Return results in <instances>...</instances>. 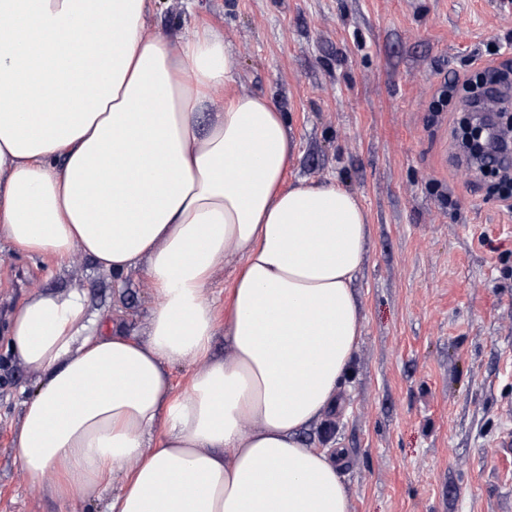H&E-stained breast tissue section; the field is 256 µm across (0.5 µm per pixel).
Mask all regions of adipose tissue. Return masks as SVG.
<instances>
[{
  "mask_svg": "<svg viewBox=\"0 0 512 512\" xmlns=\"http://www.w3.org/2000/svg\"><path fill=\"white\" fill-rule=\"evenodd\" d=\"M151 9L0 0V239L58 262L82 251L116 278L144 266L161 299L142 339L96 326L84 289L24 300L6 349L40 384L15 457L32 481L54 472L64 505L122 475L108 512H350L333 460L298 434L350 369L368 216L339 184L286 186L283 116L232 91L223 34L148 31ZM231 257L216 358L207 288ZM178 364L196 370L175 396Z\"/></svg>",
  "mask_w": 512,
  "mask_h": 512,
  "instance_id": "1",
  "label": "adipose tissue"
}]
</instances>
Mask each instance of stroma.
I'll return each mask as SVG.
<instances>
[{
    "label": "stroma",
    "instance_id": "1",
    "mask_svg": "<svg viewBox=\"0 0 512 512\" xmlns=\"http://www.w3.org/2000/svg\"><path fill=\"white\" fill-rule=\"evenodd\" d=\"M203 22L232 49L235 89L283 112L288 183L337 181L371 224L354 363L303 441L331 446L351 512H512V212L433 112L471 56L512 60V0H154L146 26ZM67 288L137 336L160 302L141 269L117 280L81 252L59 266L0 240V512H61L13 453L38 375L3 335L28 296Z\"/></svg>",
    "mask_w": 512,
    "mask_h": 512
}]
</instances>
